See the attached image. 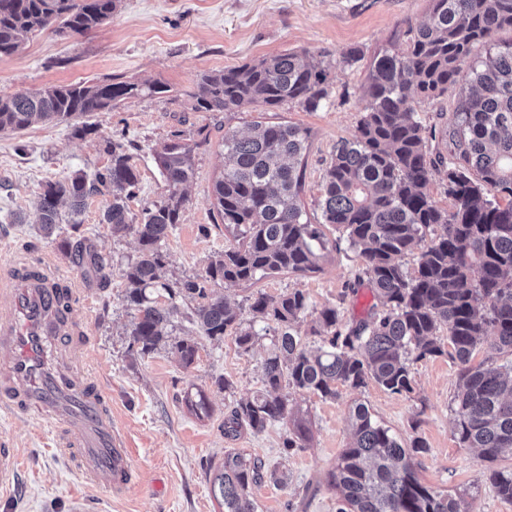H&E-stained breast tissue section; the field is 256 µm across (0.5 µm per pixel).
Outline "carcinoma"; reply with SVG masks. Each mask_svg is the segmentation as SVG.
I'll use <instances>...</instances> for the list:
<instances>
[{"label": "carcinoma", "mask_w": 512, "mask_h": 512, "mask_svg": "<svg viewBox=\"0 0 512 512\" xmlns=\"http://www.w3.org/2000/svg\"><path fill=\"white\" fill-rule=\"evenodd\" d=\"M121 0H0V57L20 49L27 34L53 29L80 36L118 11ZM426 20L410 29L409 48L385 51L373 60L362 96L357 132L336 144L323 175L322 219L311 224L297 203L310 131L289 123H256L241 135L224 130V172L214 196L224 229L233 242L210 260L204 274L167 280L163 245L180 223L184 188L195 176L194 148L175 138L156 153L167 187L165 201L132 214L139 173L124 145H109L110 165L88 178L76 172L42 184L37 200L39 224L52 235L60 206L81 213L94 194L109 196L101 223L112 231H132L136 257L122 268L125 300L136 312L130 336L145 355L167 345V327L176 300L194 301L202 335L233 336L249 348L254 323H274L272 350L264 363V391L241 400L229 430L245 424L254 432L288 417L283 384L323 398L336 397L339 384L359 388L373 381L392 394L413 390L410 354L415 359L448 355L459 362L456 435L478 449L488 463L485 479L498 497L512 501V42L494 35L512 29V0H430ZM486 45L485 57L471 66V85L461 91L456 123L444 131L454 151L450 160L428 159L426 129L416 104L442 95L456 82L473 48ZM328 64L307 50H287L252 64L202 73L187 96L205 112H237L248 105L267 110L296 103L315 111L327 97ZM158 81L139 83L118 77L95 83L53 85L0 96V132L20 133L36 123L112 110L130 98L165 93ZM446 166L438 205L429 185L437 165ZM346 235L365 265L379 305L344 329L336 308H323L311 327L322 345H303L301 325L307 299L300 290L278 297L251 298V319L230 304L217 287L268 275L318 269L327 249L325 226ZM418 250L413 274L402 258ZM167 294L159 304L155 294ZM485 358L473 365L478 349ZM180 362L194 363L198 347L171 345ZM196 416L208 415L201 390L187 393ZM352 437L331 473L340 490L336 512H473L464 500L424 486L414 458L427 452L419 437L403 443L358 404L351 416ZM263 479L262 461L229 449L211 480L224 512H255L252 486Z\"/></svg>", "instance_id": "carcinoma-1"}]
</instances>
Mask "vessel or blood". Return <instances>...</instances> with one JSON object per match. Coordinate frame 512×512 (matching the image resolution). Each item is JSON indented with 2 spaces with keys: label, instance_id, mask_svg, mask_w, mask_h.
Returning <instances> with one entry per match:
<instances>
[{
  "label": "vessel or blood",
  "instance_id": "1",
  "mask_svg": "<svg viewBox=\"0 0 512 512\" xmlns=\"http://www.w3.org/2000/svg\"><path fill=\"white\" fill-rule=\"evenodd\" d=\"M80 302L69 279L43 260L21 258L0 270V411L47 417L83 474L120 493L132 482L128 450L100 390L71 378L65 354L46 346L47 337L71 333Z\"/></svg>",
  "mask_w": 512,
  "mask_h": 512
}]
</instances>
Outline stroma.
Listing matches in <instances>:
<instances>
[{"mask_svg":"<svg viewBox=\"0 0 512 512\" xmlns=\"http://www.w3.org/2000/svg\"><path fill=\"white\" fill-rule=\"evenodd\" d=\"M429 9L430 0H122L110 21L86 35L32 34L17 54L0 59L2 96L111 77L168 87L153 98L130 99L83 119L39 123L18 135L0 133V262L18 256L45 259L84 297L73 316L80 344L75 373L96 383L111 404L112 424L126 438L133 473L125 492L108 495L74 469L42 415H0V434L16 452L15 484L0 494V512H223L211 479L231 448L264 465L262 482L251 489L257 512H336L340 494L330 474L350 442V413L359 403L402 439L425 440L429 451L417 466L423 484L463 498L474 512H512V501L499 498L486 483L477 450L456 438L459 365L448 356L412 361L410 393L393 394L371 382L363 388L338 386L336 397L325 400L288 388L286 420L260 433L244 427L229 435L224 421L233 404L264 388L263 363L273 334L256 336L246 350L230 336L210 340L189 318L192 302L182 301L168 329L169 346L139 355L131 345L135 313L124 302L121 276L122 262L137 253L135 234H115L102 224L106 199L101 195L89 197L78 216L63 213L52 236H45L37 222L42 184L104 169L111 163L107 146L115 141L126 145L140 174L130 211L137 215L163 201L168 191L155 153L177 135L195 148L196 174L186 188L183 220L163 251L172 278L203 273L230 240L213 195L224 170V130L244 132L256 122L279 121L311 132L300 204L310 223H321L323 174L337 142L357 131L375 56L406 50L408 28L422 22ZM352 47L362 56L344 63ZM292 49L309 50L331 64L328 98L318 110L293 104L272 112L260 106L237 112L193 109L186 91L201 72ZM468 80V73H461L442 96L418 103L425 127L454 124L457 94ZM85 123L91 132L77 134ZM325 233L335 245L321 252L317 271L274 274L224 287V294L240 303L259 292L276 297L299 290L307 297L306 323L332 305L342 324L352 325L367 315L374 297L361 258L340 231L329 227ZM64 239L83 240L110 258V266L99 275L87 274L60 248ZM181 340L198 347L188 367L170 349ZM222 380L230 382V390L219 388ZM199 389L210 404L203 418L184 402L186 393ZM300 432L305 435L301 447L285 449V440Z\"/></svg>","mask_w":512,"mask_h":512,"instance_id":"1","label":"stroma"}]
</instances>
